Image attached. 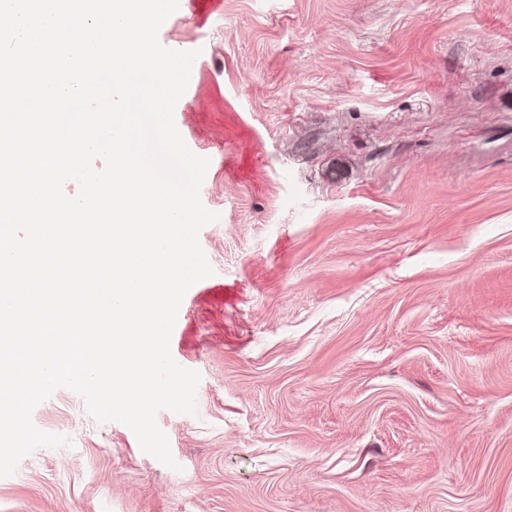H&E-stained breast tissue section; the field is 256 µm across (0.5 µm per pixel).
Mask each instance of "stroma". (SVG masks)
Instances as JSON below:
<instances>
[{"instance_id":"1","label":"stroma","mask_w":512,"mask_h":512,"mask_svg":"<svg viewBox=\"0 0 512 512\" xmlns=\"http://www.w3.org/2000/svg\"><path fill=\"white\" fill-rule=\"evenodd\" d=\"M213 275L175 467L76 392L0 512H512V0H184Z\"/></svg>"}]
</instances>
